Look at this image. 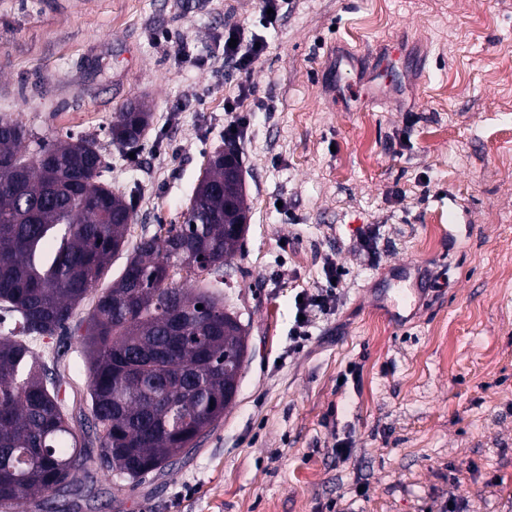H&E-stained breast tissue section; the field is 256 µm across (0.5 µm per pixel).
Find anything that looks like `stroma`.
<instances>
[{"instance_id": "35a3bbf8", "label": "stroma", "mask_w": 512, "mask_h": 512, "mask_svg": "<svg viewBox=\"0 0 512 512\" xmlns=\"http://www.w3.org/2000/svg\"><path fill=\"white\" fill-rule=\"evenodd\" d=\"M0 0V117L37 139L95 137L130 202L136 243L180 224L224 144L236 149L247 230L224 303L248 330L234 402L176 465L16 512H512V0ZM261 38L247 71L224 33ZM387 78L368 97L377 56ZM203 58L200 66L192 57ZM358 96L336 105L330 65ZM151 120L132 146L109 128L126 103ZM249 123L226 135L224 105ZM373 229L377 247L358 238ZM344 268L341 308L305 341L298 293ZM432 286L402 321L374 299L398 264ZM90 447L84 353L34 343ZM349 443L348 458L335 452Z\"/></svg>"}]
</instances>
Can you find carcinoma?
Masks as SVG:
<instances>
[{"label":"carcinoma","mask_w":512,"mask_h":512,"mask_svg":"<svg viewBox=\"0 0 512 512\" xmlns=\"http://www.w3.org/2000/svg\"><path fill=\"white\" fill-rule=\"evenodd\" d=\"M150 118L143 104H128L111 141L139 140ZM29 137L0 118V325L10 321L0 332V507L77 487L92 465L131 483L165 468L224 418L248 352L245 326L224 307V260L248 213L241 170H224L231 148L215 152L205 173L224 193L197 191L184 223L142 234L82 320L101 434L97 448L82 443L33 343L69 329L134 218L103 182L94 140L69 135L28 157ZM181 271L203 287L173 286Z\"/></svg>","instance_id":"cac0c4a2"}]
</instances>
